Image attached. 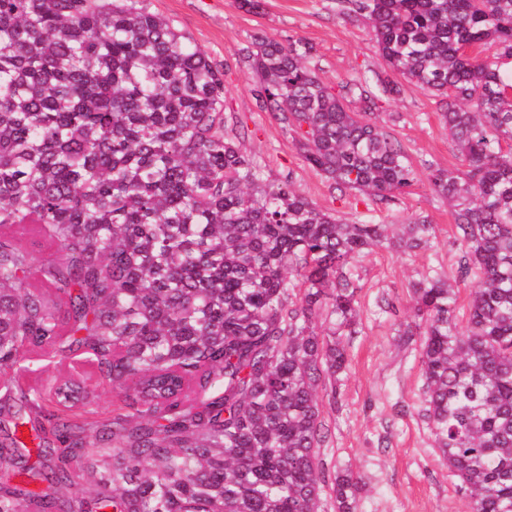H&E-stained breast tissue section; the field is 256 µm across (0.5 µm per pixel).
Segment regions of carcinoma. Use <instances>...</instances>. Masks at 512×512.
<instances>
[{
    "mask_svg": "<svg viewBox=\"0 0 512 512\" xmlns=\"http://www.w3.org/2000/svg\"><path fill=\"white\" fill-rule=\"evenodd\" d=\"M393 78L335 93L301 40L240 49L254 95L339 190L386 203L416 172L374 118L399 79L445 101L461 166L429 167L455 208L459 275L478 280L466 316L434 268L412 285L424 417L470 512H512V0H349ZM224 112V73L139 0H0V229L48 230L61 259L38 269L0 239V370L30 348L91 351L117 390L109 494L90 512H321L329 441L318 389L346 365L338 336L359 318V259L414 251L425 216L386 225L321 210L263 178ZM329 319L331 339L317 332ZM57 387L36 464L17 436L37 398L0 411V464L25 501L74 483L83 442ZM362 479L336 471L335 512H358Z\"/></svg>",
    "mask_w": 512,
    "mask_h": 512,
    "instance_id": "cac0c4a2",
    "label": "carcinoma"
}]
</instances>
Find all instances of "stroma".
Returning <instances> with one entry per match:
<instances>
[{
  "label": "stroma",
  "instance_id": "1",
  "mask_svg": "<svg viewBox=\"0 0 512 512\" xmlns=\"http://www.w3.org/2000/svg\"><path fill=\"white\" fill-rule=\"evenodd\" d=\"M256 10L240 0H144L202 48L224 73V110L248 129L243 141L247 154L262 165L269 180L291 183L322 210L353 221L405 224L418 214L428 215L434 227L430 247L414 252L379 250L360 259L359 325L353 336L341 337L347 367L336 380V397L321 396L320 409L330 429L321 451L327 474L347 468L359 474L364 489L359 512H468V495L441 461V452L419 414L424 375L419 340L403 330L411 320V285L428 268L456 281L461 306H468L475 283L458 279L461 253L454 245V211L428 180L429 165H459V156L441 119V106L410 83L399 95L381 98L374 109L379 124L403 147L416 170L406 193L380 210L368 197L336 189L297 151L254 95L256 79L241 63L239 50L253 36L281 41L300 39L312 48L309 64L320 79L339 89L347 80L387 76L388 68L370 39L364 18H350L342 0H260ZM389 299L393 316L379 313L376 303ZM25 371L0 373V398L14 385L37 396L52 410L48 392L56 381L75 378L91 396L79 411L85 456L75 470V484L55 488L60 498L96 496L89 468L111 466L108 448L97 446V423L111 417L115 393L96 370L88 350L58 346L26 352Z\"/></svg>",
  "mask_w": 512,
  "mask_h": 512
}]
</instances>
